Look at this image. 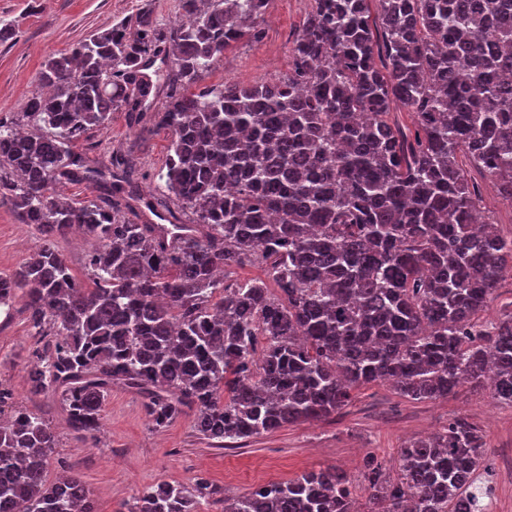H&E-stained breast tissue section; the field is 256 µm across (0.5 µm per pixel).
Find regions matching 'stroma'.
Returning a JSON list of instances; mask_svg holds the SVG:
<instances>
[{
	"label": "stroma",
	"mask_w": 512,
	"mask_h": 512,
	"mask_svg": "<svg viewBox=\"0 0 512 512\" xmlns=\"http://www.w3.org/2000/svg\"><path fill=\"white\" fill-rule=\"evenodd\" d=\"M309 0H273L261 40L234 44L205 78L207 84L273 82L288 71L289 47ZM150 9L164 25L176 22L180 0H0V23L14 35L0 43V118L20 120L26 103L42 93L39 73L52 54L70 49L90 35L109 29L141 9ZM143 145L135 161L144 175L143 192L162 184L169 134L158 125L131 126L116 112L108 129L92 131L76 146L97 161L135 140ZM40 243L34 225L21 223L8 200H0V274L22 265ZM36 340L23 304L0 324V386L13 393L12 408L48 414L58 446L48 480L63 472L80 477L93 492L96 512H123L125 505L160 482H189L202 477L216 489L202 512H224V500L270 483L285 482L320 468L343 472L363 487L368 458L396 473L402 446L411 439L442 432L450 420L466 419L489 446L484 463L496 486L497 512H512V406L495 400L490 388L460 387L448 397L412 401L390 384L362 388L339 414L301 422L218 447L195 432L183 417L156 430L149 425L141 398L113 388L103 405L96 439H76L65 426L55 394L28 393V371L35 362Z\"/></svg>",
	"instance_id": "35a3bbf8"
}]
</instances>
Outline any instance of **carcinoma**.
<instances>
[{
  "mask_svg": "<svg viewBox=\"0 0 512 512\" xmlns=\"http://www.w3.org/2000/svg\"><path fill=\"white\" fill-rule=\"evenodd\" d=\"M370 2L311 0L288 74L250 85L204 78L262 37L271 0H180L186 20L168 27L142 10L46 60L30 131L0 119V197L41 236L0 275V306L24 302L46 340L29 393L57 391L77 437L100 432L114 386L142 397L153 428L190 416L221 447L338 414L378 381L416 401L490 381L512 406V312L482 317L512 236L480 220L472 177L512 206V0H377L378 25ZM119 111L171 131L156 194L132 154L104 172L74 150ZM85 179L88 200L50 191ZM140 207L162 223L126 218ZM76 230L94 240L85 281L56 247ZM248 264L268 281L231 278ZM57 442L40 414L0 420V512H95L80 478L47 481ZM486 452L457 418L401 448L394 479L368 461V512H481ZM210 494L203 479L161 483L128 512H201ZM224 512L360 510L353 483L320 469Z\"/></svg>",
  "mask_w": 512,
  "mask_h": 512,
  "instance_id": "cac0c4a2",
  "label": "carcinoma"
}]
</instances>
